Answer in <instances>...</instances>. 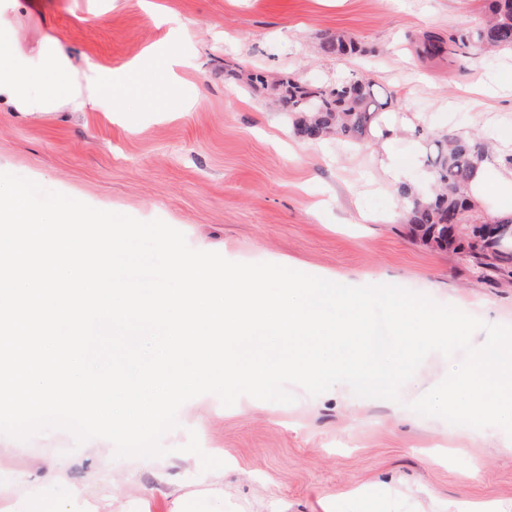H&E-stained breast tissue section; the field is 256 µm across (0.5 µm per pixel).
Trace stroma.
I'll return each mask as SVG.
<instances>
[{
    "mask_svg": "<svg viewBox=\"0 0 512 512\" xmlns=\"http://www.w3.org/2000/svg\"><path fill=\"white\" fill-rule=\"evenodd\" d=\"M483 0H26L14 26L36 56L43 35L78 67L121 73L134 61L168 59L180 93L170 111L128 98L120 119L101 103L23 116L0 103V172L141 221L160 219L196 250L235 262L290 264L347 286L375 280L449 304L491 325L512 326V276L479 278L471 260L414 237L396 189L426 194L427 158L439 135L512 133V51L469 59L420 60L413 39L426 30L472 25ZM342 32L363 52L323 55L322 37ZM333 85L364 77L391 94L361 143L307 142L262 94L235 84L225 65ZM399 162L398 176L383 168ZM372 222L356 223L359 211ZM456 359L429 354L399 401L366 400L346 384L295 403L193 398L162 439L165 456L90 457L56 429L22 442L0 434V512H32L46 478L66 470L84 490L62 512L117 498L118 512H170L161 475L209 512H265L266 486L288 512H443L449 500L493 501L512 512V451L503 431L465 438V429L423 417L409 405L444 379ZM196 431L205 454L229 469L212 484L200 458L181 466L179 446ZM464 437L463 453L450 440ZM133 475L131 490L113 477Z\"/></svg>",
    "mask_w": 512,
    "mask_h": 512,
    "instance_id": "1",
    "label": "stroma"
}]
</instances>
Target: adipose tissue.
<instances>
[{
	"label": "adipose tissue",
	"mask_w": 512,
	"mask_h": 512,
	"mask_svg": "<svg viewBox=\"0 0 512 512\" xmlns=\"http://www.w3.org/2000/svg\"><path fill=\"white\" fill-rule=\"evenodd\" d=\"M143 91L141 65L103 80L93 67L76 69L66 51L48 36L41 42L39 57L31 58L15 41L11 19L0 13V101H7L17 112L32 115L62 106L82 112L99 100L109 99L117 105ZM470 194L480 205L498 196L491 217L512 219V167L500 168L493 175L487 168H478L470 181Z\"/></svg>",
	"instance_id": "1"
}]
</instances>
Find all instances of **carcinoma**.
<instances>
[{
	"instance_id": "obj_1",
	"label": "carcinoma",
	"mask_w": 512,
	"mask_h": 512,
	"mask_svg": "<svg viewBox=\"0 0 512 512\" xmlns=\"http://www.w3.org/2000/svg\"><path fill=\"white\" fill-rule=\"evenodd\" d=\"M422 60L448 57L455 63L475 52L512 51V0H488L487 14L471 27L443 34L427 30L413 41ZM320 51L328 56H345L358 51L356 43L342 32L325 35ZM228 75L259 90L283 113L294 133L303 140L318 142L336 137L358 143L371 135L379 114L391 106L380 101L373 84L360 89L362 78L327 86L302 81L292 76L268 79L261 73L230 68ZM491 156V143L480 135L466 137L446 134L437 141V149L428 158L434 192L417 195L407 184L397 188L403 202L406 223L426 241L440 246L454 245L469 254L485 279L512 261L504 248L512 238V222L499 224L493 235L484 225L466 228L472 209L468 185L474 170Z\"/></svg>"
}]
</instances>
